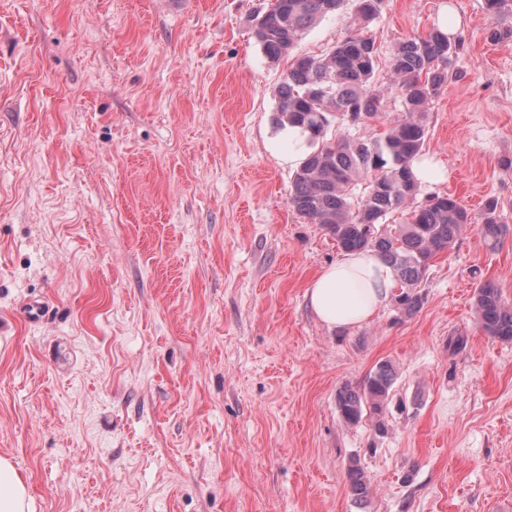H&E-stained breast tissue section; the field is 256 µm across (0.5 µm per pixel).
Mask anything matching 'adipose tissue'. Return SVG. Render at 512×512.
I'll return each mask as SVG.
<instances>
[{
  "instance_id": "adipose-tissue-1",
  "label": "adipose tissue",
  "mask_w": 512,
  "mask_h": 512,
  "mask_svg": "<svg viewBox=\"0 0 512 512\" xmlns=\"http://www.w3.org/2000/svg\"><path fill=\"white\" fill-rule=\"evenodd\" d=\"M396 283L394 268L369 250L345 251L312 280L307 298L317 318L349 329L377 314ZM0 512H31V498L13 463L0 456Z\"/></svg>"
}]
</instances>
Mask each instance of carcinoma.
Segmentation results:
<instances>
[{
  "mask_svg": "<svg viewBox=\"0 0 512 512\" xmlns=\"http://www.w3.org/2000/svg\"><path fill=\"white\" fill-rule=\"evenodd\" d=\"M342 2L273 0L254 18L253 37L269 59L277 60L292 51L318 17L337 12ZM381 4L382 0H355V20L369 26L378 18ZM463 44L462 34L436 26L392 47L385 65L402 109L383 136L369 141L356 137V128L383 112L386 96L375 81V42L362 32L347 35L322 56L296 57L277 89L275 122L301 127L313 146L294 174L289 206L321 225L338 249L370 248L392 265L399 284L394 302L406 316L423 307L420 284L433 259L452 249L473 223L450 194L418 200L420 182L412 168L428 134L425 107L448 81V66ZM403 207L410 209L407 223H385L391 212ZM497 211L498 200L488 199L478 228L492 247L509 232ZM475 309L488 335L512 342V305L495 284L477 288ZM396 379L394 365L382 361L361 383L343 385L336 393L342 421L356 426L367 418L376 434H385V410ZM346 477L352 496L367 501L370 483L358 464L349 466Z\"/></svg>",
  "mask_w": 512,
  "mask_h": 512,
  "instance_id": "carcinoma-1",
  "label": "carcinoma"
}]
</instances>
